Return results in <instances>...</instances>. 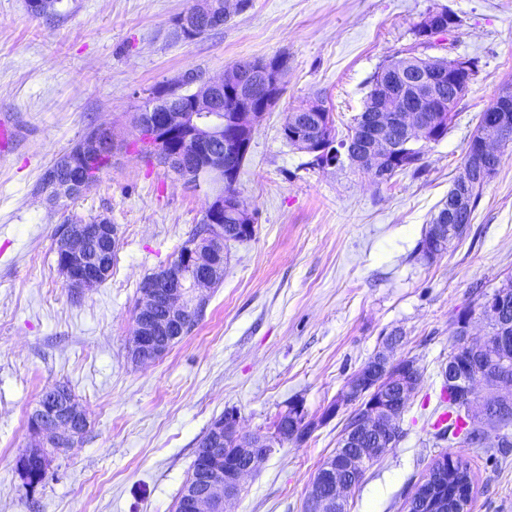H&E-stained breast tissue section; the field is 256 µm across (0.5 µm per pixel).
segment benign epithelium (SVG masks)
<instances>
[{"label":"benign epithelium","instance_id":"7a95c632","mask_svg":"<svg viewBox=\"0 0 512 512\" xmlns=\"http://www.w3.org/2000/svg\"><path fill=\"white\" fill-rule=\"evenodd\" d=\"M230 13V4L220 0H194L193 13L206 18L219 9ZM470 61L448 60V70L436 73L433 61L423 59L401 70L395 77L397 88L388 94L360 136L342 146L348 162L382 180L381 161L396 158L409 145L434 142L438 128L435 111L451 105L460 89L469 85ZM284 69L262 61L249 73L228 69L219 77L198 71L185 72L179 85L195 87L177 104L153 102L136 113L133 127L149 140H157L155 162L189 186L204 193L206 226L187 245L182 255L146 277L140 283V299L131 341L135 361L146 363L164 356L171 344V330L183 324L187 314L203 303L206 292L224 275V216L236 220L234 232H253L254 213L235 193L215 188L235 177L237 163L247 157L254 130L275 104L272 95L257 100L249 80L256 79L268 89L281 86ZM237 98V110L224 113V95ZM512 122L508 108L498 117L483 122L472 135L476 151L462 166L454 192L448 198V213L437 218L432 253L440 255L451 235L464 230L463 218L471 207L475 186L486 185L491 169L500 158L503 137ZM288 139L297 149L322 154L334 141V130L326 123L324 105L315 102L288 113ZM112 150V130L98 127L97 134L85 138L60 164L44 176L42 192L55 202H66L92 186L97 176L93 166L100 154ZM119 243L117 226L106 216L76 220L64 225L55 238V253L66 287L80 294L107 279V248ZM512 285H500L481 299L480 314L488 323L483 341L471 339L472 317L461 319L453 333L454 355L448 358L444 379L448 391L464 409L480 420L492 408L512 406V373L483 366L488 349L495 345L506 353L512 349ZM401 341L394 331L386 337L369 363L352 374L336 401L323 412L320 421L307 418L301 403L293 402L281 413L283 425L272 435L242 438L238 416L230 410L214 421L198 440L208 464L204 472L184 483L179 496L180 512H227V505L240 491L243 475L252 471L275 442L291 439L302 430L312 434L318 423L334 418L342 406L355 404L356 421L344 435L341 447L354 452L336 465L326 464L308 489L307 512H345V493L361 477L366 466L393 447L397 440L399 415L416 392L420 379L410 359H393L391 352ZM497 388L504 394L481 396L477 385ZM31 434L38 443L26 450L18 463L26 484L43 483L49 472L50 455L70 444L88 430L85 409L60 388L52 387L30 414ZM432 478L418 485L415 499L419 512H445L436 495Z\"/></svg>","mask_w":512,"mask_h":512}]
</instances>
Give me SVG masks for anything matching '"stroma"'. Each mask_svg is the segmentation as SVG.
Instances as JSON below:
<instances>
[{"mask_svg":"<svg viewBox=\"0 0 512 512\" xmlns=\"http://www.w3.org/2000/svg\"><path fill=\"white\" fill-rule=\"evenodd\" d=\"M191 0H61L35 18L26 0H0V116L18 131L0 150V512H171L196 442L224 411L242 436L269 434L292 402L319 417L345 381L399 332L395 358L422 373L401 417L403 436L347 495L348 512H406L446 452L433 422L456 316L477 291L512 277V145L484 187L465 235L446 253L414 250L447 200L478 117L512 82V0H251L224 27L192 41L174 21ZM445 6L462 24L432 44L413 28ZM403 50L424 59L475 58L479 73L447 136L420 173L389 182L346 166L318 167L286 142L287 112L322 99L346 138L370 81ZM286 56L284 91L256 127L237 190L255 212L251 240L228 245L223 280L194 330L161 359L133 363L139 285L172 261L205 197L132 148L150 89L194 70L211 77L242 59ZM91 126L115 150L71 212L118 228L111 276L70 294L57 268L62 208L35 188L46 167ZM67 382L89 429L53 454L30 489L17 468L33 444L28 416ZM350 413L306 441L275 446L243 479L230 512H304L307 487L338 445ZM474 483L470 512H512V452L459 448Z\"/></svg>","mask_w":512,"mask_h":512,"instance_id":"obj_1","label":"stroma"}]
</instances>
